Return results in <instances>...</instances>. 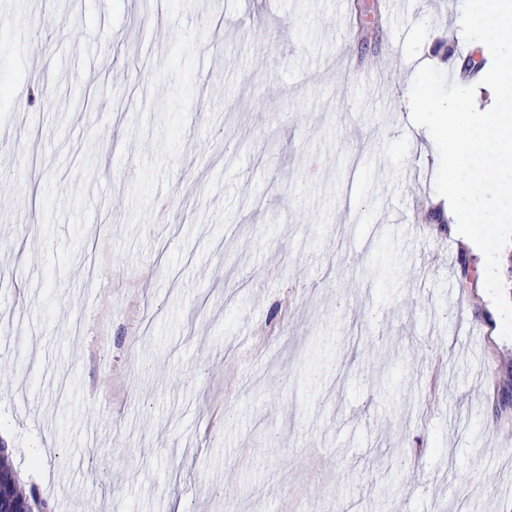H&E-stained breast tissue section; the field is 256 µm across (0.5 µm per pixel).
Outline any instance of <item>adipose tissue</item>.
Instances as JSON below:
<instances>
[{
	"label": "adipose tissue",
	"mask_w": 512,
	"mask_h": 512,
	"mask_svg": "<svg viewBox=\"0 0 512 512\" xmlns=\"http://www.w3.org/2000/svg\"><path fill=\"white\" fill-rule=\"evenodd\" d=\"M455 24L477 31L483 44L494 45L499 59L494 74L497 108L472 111V87L467 83L436 102L416 88L406 103L426 107L432 135L446 144L445 202L456 225L466 234L471 226L484 224L495 236L512 222V0H465Z\"/></svg>",
	"instance_id": "1"
}]
</instances>
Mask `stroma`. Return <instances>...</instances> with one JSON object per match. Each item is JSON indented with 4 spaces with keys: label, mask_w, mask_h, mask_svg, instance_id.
Wrapping results in <instances>:
<instances>
[{
    "label": "stroma",
    "mask_w": 512,
    "mask_h": 512,
    "mask_svg": "<svg viewBox=\"0 0 512 512\" xmlns=\"http://www.w3.org/2000/svg\"><path fill=\"white\" fill-rule=\"evenodd\" d=\"M460 5L0 0V432L55 512H512V288L403 105L495 69Z\"/></svg>",
    "instance_id": "stroma-1"
}]
</instances>
